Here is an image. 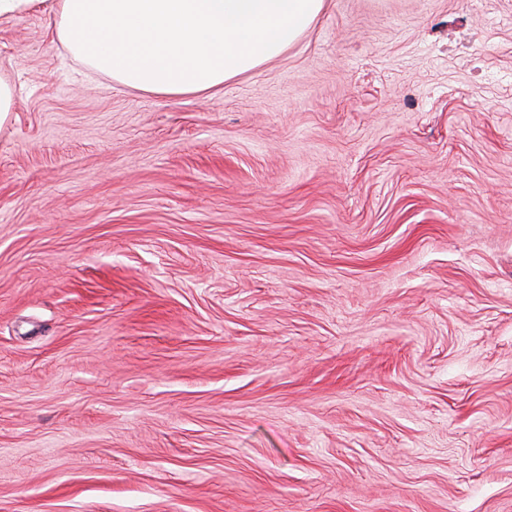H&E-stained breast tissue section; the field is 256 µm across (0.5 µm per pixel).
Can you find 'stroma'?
Instances as JSON below:
<instances>
[{"instance_id": "35a3bbf8", "label": "stroma", "mask_w": 512, "mask_h": 512, "mask_svg": "<svg viewBox=\"0 0 512 512\" xmlns=\"http://www.w3.org/2000/svg\"><path fill=\"white\" fill-rule=\"evenodd\" d=\"M0 19V512H512V0H326L169 97Z\"/></svg>"}]
</instances>
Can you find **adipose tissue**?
I'll return each instance as SVG.
<instances>
[{"mask_svg":"<svg viewBox=\"0 0 512 512\" xmlns=\"http://www.w3.org/2000/svg\"><path fill=\"white\" fill-rule=\"evenodd\" d=\"M325 0H0V17L51 11L71 53L119 84L212 90L280 55Z\"/></svg>","mask_w":512,"mask_h":512,"instance_id":"adipose-tissue-1","label":"adipose tissue"}]
</instances>
